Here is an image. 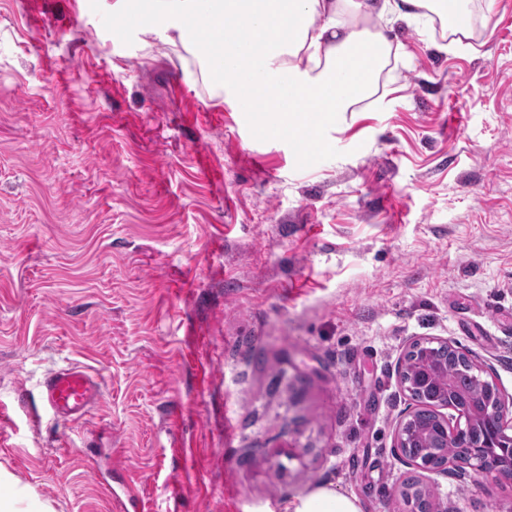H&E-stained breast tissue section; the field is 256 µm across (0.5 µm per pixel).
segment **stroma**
<instances>
[{
    "label": "stroma",
    "mask_w": 512,
    "mask_h": 512,
    "mask_svg": "<svg viewBox=\"0 0 512 512\" xmlns=\"http://www.w3.org/2000/svg\"><path fill=\"white\" fill-rule=\"evenodd\" d=\"M471 36L397 24L309 160L274 113L102 0H0V466L28 512H284L327 484L405 512L411 338L512 394V0ZM491 24H484V14ZM85 367L69 420L48 373ZM457 512L512 485L423 473ZM100 397L98 382L86 369L68 364L43 381L42 403L54 414L71 419L83 417Z\"/></svg>",
    "instance_id": "35a3bbf8"
}]
</instances>
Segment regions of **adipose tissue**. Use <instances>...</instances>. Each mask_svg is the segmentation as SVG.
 <instances>
[{
    "instance_id": "obj_1",
    "label": "adipose tissue",
    "mask_w": 512,
    "mask_h": 512,
    "mask_svg": "<svg viewBox=\"0 0 512 512\" xmlns=\"http://www.w3.org/2000/svg\"><path fill=\"white\" fill-rule=\"evenodd\" d=\"M150 22L166 44L189 45L197 27L220 29L203 50L243 112H273L268 135L304 142L312 126L370 97L392 52L396 23L438 18L454 42L469 37L465 0H154ZM285 512H360L356 498L321 485Z\"/></svg>"
}]
</instances>
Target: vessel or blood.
<instances>
[{
    "mask_svg": "<svg viewBox=\"0 0 512 512\" xmlns=\"http://www.w3.org/2000/svg\"><path fill=\"white\" fill-rule=\"evenodd\" d=\"M100 397L95 377L77 365L51 372L43 381L42 403L54 414L71 419L83 417Z\"/></svg>",
    "mask_w": 512,
    "mask_h": 512,
    "instance_id": "1",
    "label": "vessel or blood"
}]
</instances>
